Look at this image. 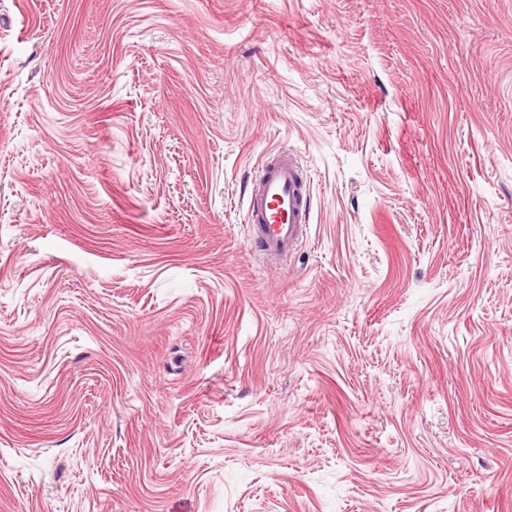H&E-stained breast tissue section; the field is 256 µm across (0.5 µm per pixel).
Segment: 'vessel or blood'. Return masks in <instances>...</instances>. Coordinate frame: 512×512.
<instances>
[{"mask_svg":"<svg viewBox=\"0 0 512 512\" xmlns=\"http://www.w3.org/2000/svg\"><path fill=\"white\" fill-rule=\"evenodd\" d=\"M247 242L268 265L294 255L305 243L311 205L302 167L289 152L270 151L247 191Z\"/></svg>","mask_w":512,"mask_h":512,"instance_id":"obj_1","label":"vessel or blood"}]
</instances>
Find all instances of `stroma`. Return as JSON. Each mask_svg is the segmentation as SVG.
<instances>
[{"label": "stroma", "mask_w": 512, "mask_h": 512, "mask_svg": "<svg viewBox=\"0 0 512 512\" xmlns=\"http://www.w3.org/2000/svg\"><path fill=\"white\" fill-rule=\"evenodd\" d=\"M0 512H512V0H0ZM247 242L266 265H278L307 240L311 205L302 167L281 149L268 153L247 191Z\"/></svg>", "instance_id": "1"}]
</instances>
